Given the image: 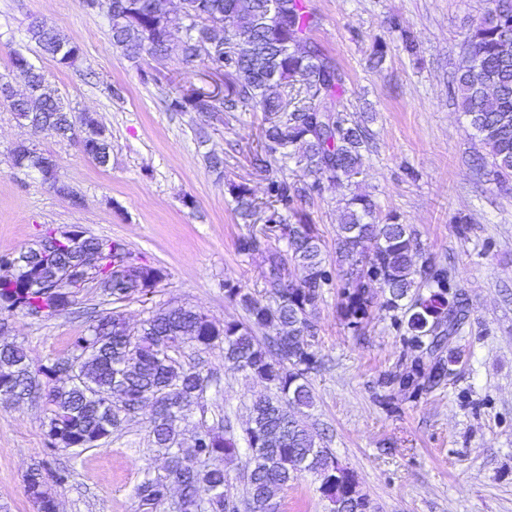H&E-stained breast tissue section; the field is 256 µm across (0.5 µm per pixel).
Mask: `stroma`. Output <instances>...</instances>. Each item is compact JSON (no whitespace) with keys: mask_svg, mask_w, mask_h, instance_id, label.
Instances as JSON below:
<instances>
[{"mask_svg":"<svg viewBox=\"0 0 512 512\" xmlns=\"http://www.w3.org/2000/svg\"><path fill=\"white\" fill-rule=\"evenodd\" d=\"M319 24L313 39L344 77L341 101L352 119L369 111L370 151L351 189L374 199L380 215L411 225L424 248L464 293L467 320L443 348L451 373L432 390L392 385L395 374L420 364L400 335L385 295L374 289L372 315L353 329L340 315L336 289L325 291L311 315L313 349L322 362L310 376L315 400L304 422L324 433L339 463L353 472L372 512H512V182L494 181L476 166L487 148L469 136L448 92L469 26L487 0H308ZM42 20L80 47L74 66L61 68L27 38ZM411 36L415 52L403 38ZM381 63L371 61L374 42ZM25 49L51 84L78 111L91 113L112 143V162L98 166L77 142L20 124L0 99V254L37 246L45 228H85L121 241L143 262L165 269L154 292L119 310L130 327L149 311L186 303L216 323L244 320L224 298L225 282L263 289L261 255H240L250 233L234 210L230 187L246 184L262 196L263 172L250 159L262 112L243 109L215 117L170 112L166 100L190 87H211L198 64L178 56L131 60L113 47L105 12L82 0H0V75L23 91L9 53ZM33 142L56 160L59 176L82 198L56 194L37 174L16 168L13 151ZM224 160L223 171L208 156ZM345 191L329 187L305 205L327 253H334ZM86 318L9 317L0 343L22 345L33 365L63 354ZM184 357L217 373L224 394L213 411L235 425L248 417L260 382L225 362L219 351L186 347ZM44 398L0 401V512H37L26 473L57 464L73 475L55 487L58 512H140L136 489L162 476L167 461L152 447L150 408L127 420L108 442L78 454L51 455ZM306 474L281 491L279 512H329Z\"/></svg>","mask_w":512,"mask_h":512,"instance_id":"obj_1","label":"stroma"}]
</instances>
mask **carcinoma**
<instances>
[{
	"mask_svg": "<svg viewBox=\"0 0 512 512\" xmlns=\"http://www.w3.org/2000/svg\"><path fill=\"white\" fill-rule=\"evenodd\" d=\"M271 1L284 5L282 18L269 14ZM98 9L109 18L112 46L128 58L176 54L224 75L220 104L176 94L168 99L169 111L251 108L263 113L261 143L252 164L267 174L266 196L273 207L267 222L287 241V249L266 250L255 233L238 239L241 255L265 252L263 291L268 295L259 298L238 284L224 285V298L244 310L243 321L218 325L193 306L169 305L149 312L139 334L130 336L122 314L104 310L73 337L66 353L37 368L31 367L21 346L1 345L0 388L15 390L23 399L49 390L46 436L53 451L105 444L122 427L124 403L154 399L170 409L168 422L156 417L151 421V443L166 455L168 466L166 476L147 478L137 487L142 512H156L173 484L182 488L181 500L191 505L188 512H279L272 495L303 473L317 478L318 491L333 504V512H370L354 474L323 445L321 434L296 416L313 407L309 377L321 366L305 344V338L317 334L310 315L323 301L325 289L336 284L341 315L360 329L371 316L370 288L379 285L386 294L384 309L410 312L407 322L396 323L397 329L431 358L427 372L417 363L400 376L399 384L432 389L448 380V360L441 349L448 336L463 328L467 311L458 292L455 308H448V272L422 247L410 225L392 216L380 218L369 195L344 199L334 260L304 213L302 204L322 194L325 185L347 186L362 174L370 140L368 128L354 122L345 108L326 112L320 107L324 101H340L343 80L335 61L312 41L318 18L305 0H182L177 18L170 16L164 0H98ZM226 20L236 35L229 52L196 59L195 43L216 38L213 25ZM175 30L183 33L178 41ZM28 34L60 67H70L79 58L78 43L52 27L32 23ZM10 63L33 70L28 83L39 102L35 109L10 105L16 118L42 130H68L92 154L112 151L109 140L91 137L90 120L62 101L22 51H11ZM450 94L466 117L470 135L489 149L490 174L500 183L511 180L512 0H488L486 10L474 19ZM45 159L33 143L13 152L14 165L38 174L44 183ZM287 160L297 168L292 181L279 166ZM232 195L236 211L244 218L252 216L256 203L250 189L235 185ZM87 246L98 252L109 282L107 297L114 304L153 293L166 276L165 270L147 264L138 276L119 273L117 267L133 257L119 241L90 234L74 249L66 238L49 253L31 250L34 261L27 281L0 283V317L33 312L50 317L75 305L77 294H55L52 288L59 269L77 260ZM422 288L429 290L428 297L420 295ZM259 327H273L276 335L261 339L254 333ZM187 344L201 351L221 350L225 361L265 384L267 392L252 401L245 425L235 426L228 416L207 423L208 402L223 387L220 378L183 359ZM73 356L79 358L78 381L56 383L60 365ZM197 411L198 431L187 444L180 427ZM241 454L245 464L237 479L245 485L242 499L226 469ZM41 474V466L30 470L28 495L37 512H56V499Z\"/></svg>",
	"mask_w": 512,
	"mask_h": 512,
	"instance_id": "1",
	"label": "carcinoma"
}]
</instances>
